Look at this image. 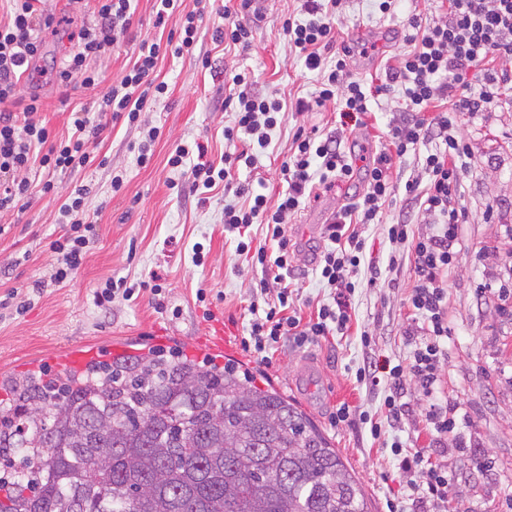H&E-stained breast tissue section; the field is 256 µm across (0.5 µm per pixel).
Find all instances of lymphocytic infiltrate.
I'll return each mask as SVG.
<instances>
[{
	"mask_svg": "<svg viewBox=\"0 0 512 512\" xmlns=\"http://www.w3.org/2000/svg\"><path fill=\"white\" fill-rule=\"evenodd\" d=\"M12 2L9 21L0 24V213L15 209L36 191L55 195L52 173L91 166L110 120L123 118L129 125H138L147 102L168 92L167 83L158 78L159 61L169 55L194 53L204 15L200 9L182 12L183 0H155V26L177 19L176 40L142 41L121 80L103 95L97 115L75 116L72 136L54 140L38 116L39 96L22 95L20 81L41 54L40 31L58 30L63 20L39 11L35 0ZM97 2L95 23L81 28L76 50L53 71L58 84H69L78 76L84 87L97 86L99 73L91 67V60L116 44L130 27L131 0ZM300 2L299 15L283 20L281 34L289 54L317 72L318 87L312 99L295 100V112L336 102L342 118L365 114L368 96L351 71L352 49L339 45V34L331 22L342 0ZM404 41L405 50L395 66L386 68L385 80L378 88L382 94L401 91L404 116L390 124L384 150L365 168L363 193L352 205L341 208L334 224L327 227L328 244L315 271L335 294L331 302L320 305L314 319L302 321L296 310L297 296L285 284V272L293 261L285 222L300 210L316 180L352 179L354 161L342 149L341 135L321 132L315 126L298 127L281 164L287 187L277 198L236 182L239 166H253L258 153L270 146L271 133L284 107L276 93L255 91L251 76L236 72L226 98L233 106L235 120L224 129L225 151L220 160L207 159V148L198 141L191 146L177 145L167 163L171 168L185 169L191 191L203 195L221 188L233 191L239 199L238 204L225 206L224 229L238 233V255L251 257L279 286L274 303L263 308L254 302L249 308V336L243 344L265 362L271 350L285 341L304 346L348 330L352 318L349 298L356 288L351 277L358 272L364 253L362 229L380 223L384 206L396 191L391 178L393 164L402 162L409 152L419 151L418 161L428 181L423 184L409 179L405 191L419 214L438 226L435 234L413 243L417 281L409 303L423 320L425 340L413 350L407 365L382 371L369 364L358 369L357 378L373 386L387 381L390 393L384 406L391 419L402 408L400 398L407 382H414L418 393L430 401L425 419L439 444L456 427L453 408L434 400L445 358L443 341L448 336V291L442 274L455 254L458 226L465 217L459 197L470 157L466 141L456 130V116L490 111L512 82V72L507 69L512 63V0H448L446 10L432 23H422L416 16L409 18ZM473 70L479 72L482 82L476 93L465 80ZM435 139L442 140V147L426 149V142ZM35 169L44 172L43 180L31 178ZM91 191L87 184L74 186L59 208L66 229L51 243L56 255L51 274L54 282L67 281L87 253L95 229L85 210ZM255 224L265 227L260 245L246 235ZM391 451L401 477L421 479L419 512H438L447 504L452 487L447 469L425 467L423 451L396 442Z\"/></svg>",
	"mask_w": 512,
	"mask_h": 512,
	"instance_id": "obj_1",
	"label": "lymphocytic infiltrate"
}]
</instances>
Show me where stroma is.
Here are the masks:
<instances>
[{
    "mask_svg": "<svg viewBox=\"0 0 512 512\" xmlns=\"http://www.w3.org/2000/svg\"><path fill=\"white\" fill-rule=\"evenodd\" d=\"M154 0H133V25L118 48L94 60L102 84L84 88L80 79L65 87L50 76L52 68L73 47L70 26L46 35L42 58L33 64L24 89L42 100L40 117L52 139L71 133V115L96 111V100L120 80L139 44L159 37L153 26ZM225 0H212L205 15L198 43V57H166L159 65L161 79L169 85L166 96L149 102L141 126L114 122L99 153L104 165H93L80 174L54 178L57 199L32 198L20 212L0 214V225H9L0 236V296L6 290L18 293L27 304L23 312L0 309V399L9 397L13 382L22 377L65 371L63 353L73 346L97 348V358L111 361L115 350L166 357L191 356L198 360H234L263 381L274 385L303 409L331 440L349 470L363 484L371 512H387L386 502L398 501L400 512H413V492L401 485L397 461L389 442L401 441L407 448L433 444L425 420L426 403L416 390H408L404 412L394 425L383 426L380 439H373L369 419L381 416L386 386L357 383L355 374L364 357L391 364L407 363L416 344L423 341L420 321L408 302L415 274L408 249L391 244L385 227L410 212L404 184L419 176L415 155H407L391 170L396 192L386 203L381 223L366 229V267L355 276L357 286L350 298L352 321L342 335L328 336L305 347L293 342L274 350L269 364H258L244 351L252 301H273L276 284L262 285L260 266L239 256L232 238L224 231V206L233 193L213 192L208 202H199L189 192H177L179 170L167 164L170 152L180 143L204 140L212 159L224 152V129L234 114L224 99L228 72H247L259 92H278L288 99L311 97L317 75L302 61L289 55L279 30L288 14L299 7L297 0H265V20L252 25L249 16L236 20L251 25L248 48H226L214 43L212 33L224 23ZM442 11L439 0H397L391 13H381L377 0H346L336 18L345 41L361 44L364 32H379L381 43L370 56L354 57L352 66L365 88L370 89L369 111L352 137L366 156L379 154L385 145L387 126L400 109L401 93L374 95L385 67L395 64L405 44L403 34L409 17L420 14L431 23ZM458 131L469 145L472 167L463 178L461 205L467 221L458 230L456 254L448 269V340L446 359L440 371L439 399L455 405L463 421L449 436V451L431 454L430 461L444 465L453 479L448 512H504L505 488L512 487V268L504 263L512 252V92L502 95L491 111L458 114ZM340 125L339 108L330 104L310 112H286L272 144L259 154L254 167H240L239 181L265 180L269 193L283 186L280 164L288 153L297 127L335 130ZM158 127L160 135L147 167H139L133 147L142 138L143 127ZM123 174L121 194H113L111 180ZM84 179L93 191L86 210L96 234L78 271L66 282L51 281L55 255L50 244L63 234L59 224L60 200L72 182ZM360 178L317 187L310 202L286 226L289 248L295 255L288 275L299 291L302 319L329 301L330 290L314 272L317 254L325 244V227L312 223L314 213L350 204L362 193ZM202 245L203 265L192 261L194 245ZM398 269H390L391 259ZM379 271L369 283L371 271ZM159 277L163 292L153 297H114L106 307L93 303L96 286L110 278L139 284ZM205 292L198 302L197 292ZM224 320L227 347L214 354L208 334L214 317ZM372 338L371 348L361 344V334ZM317 369L322 387L308 396L298 387L303 362ZM351 410L348 421L336 424L332 415L339 404Z\"/></svg>",
    "mask_w": 512,
    "mask_h": 512,
    "instance_id": "1",
    "label": "stroma"
}]
</instances>
